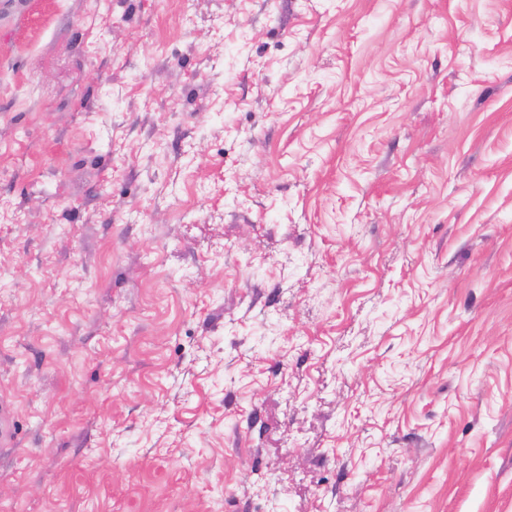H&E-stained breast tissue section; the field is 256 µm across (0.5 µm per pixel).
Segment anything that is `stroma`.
<instances>
[{
    "label": "stroma",
    "mask_w": 512,
    "mask_h": 512,
    "mask_svg": "<svg viewBox=\"0 0 512 512\" xmlns=\"http://www.w3.org/2000/svg\"><path fill=\"white\" fill-rule=\"evenodd\" d=\"M0 512H512V0H0Z\"/></svg>",
    "instance_id": "35a3bbf8"
}]
</instances>
